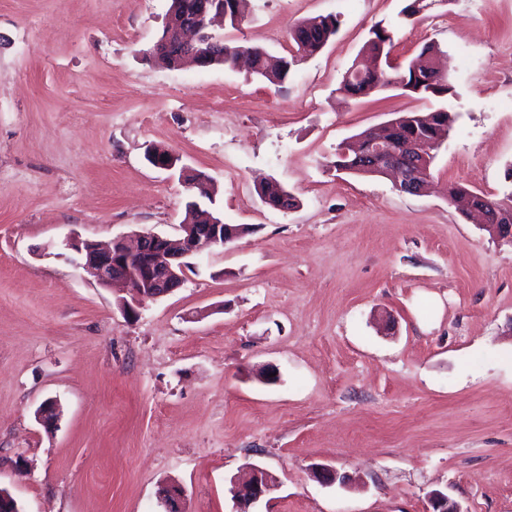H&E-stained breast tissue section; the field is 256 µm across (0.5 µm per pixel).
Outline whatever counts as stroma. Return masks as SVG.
Returning <instances> with one entry per match:
<instances>
[{"instance_id": "obj_1", "label": "stroma", "mask_w": 512, "mask_h": 512, "mask_svg": "<svg viewBox=\"0 0 512 512\" xmlns=\"http://www.w3.org/2000/svg\"><path fill=\"white\" fill-rule=\"evenodd\" d=\"M406 3L247 0L217 38L286 55L298 21H338L272 84L148 62L171 0H0V485L23 512H162L165 482L186 512H235L250 464L279 482L256 512H432L434 492L512 512V239L448 200L512 191V0L407 20ZM377 25L398 63L438 44L454 96L343 98ZM442 106L457 120L430 192L330 168L350 137ZM154 145L175 169L146 161ZM184 168L245 232L126 319L62 243L177 233ZM265 179L297 207L267 205Z\"/></svg>"}]
</instances>
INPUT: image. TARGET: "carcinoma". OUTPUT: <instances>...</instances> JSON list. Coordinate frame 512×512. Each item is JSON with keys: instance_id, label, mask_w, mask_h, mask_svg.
Masks as SVG:
<instances>
[{"instance_id": "1", "label": "carcinoma", "mask_w": 512, "mask_h": 512, "mask_svg": "<svg viewBox=\"0 0 512 512\" xmlns=\"http://www.w3.org/2000/svg\"><path fill=\"white\" fill-rule=\"evenodd\" d=\"M245 5L246 0H224V22L232 28L238 27L244 19ZM337 29L336 18L320 15L299 21L291 29L290 38L296 52L313 55L323 49L336 34ZM393 46L391 31L379 26L373 28L371 37L362 47L360 55L364 58L382 57L380 70L362 72L360 71L362 62L354 61L342 77L339 92L351 99L389 88L411 92L426 99H444L452 94V86L447 82L440 83V79L436 77V71L427 67L428 60L439 57L441 49L438 45L434 43L425 45L419 55L403 67H393L387 61ZM242 55L249 57L252 74L270 83L284 82L296 60L294 55L289 59L275 56L261 47H242L220 42L216 44V52L210 58V64L231 69L237 66L238 59ZM455 121L456 114L445 107L431 112L407 113L376 128L363 131L358 138L367 140L379 137L397 142L412 139L424 143L427 148V159L423 161L420 174L429 176L434 159L433 151L447 138ZM332 166L338 171L350 174H382L378 169L363 165L361 159L344 156L340 149L336 152V160L332 162ZM262 193L265 202L278 209L283 196L289 194V191L278 183H269L262 189ZM470 193L481 196L490 206L499 211L507 206L512 208V191L504 194L500 199H493L479 190L462 185L449 187V196L452 198Z\"/></svg>"}]
</instances>
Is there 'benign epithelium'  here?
<instances>
[{"instance_id": "benign-epithelium-1", "label": "benign epithelium", "mask_w": 512, "mask_h": 512, "mask_svg": "<svg viewBox=\"0 0 512 512\" xmlns=\"http://www.w3.org/2000/svg\"><path fill=\"white\" fill-rule=\"evenodd\" d=\"M219 0H195L193 9L179 15L171 25L177 32V38L169 37L159 41L154 53L175 58L184 64L192 62L198 66H208L204 44L208 41V27L216 18L224 17V7L217 5ZM346 147L358 155L368 157L374 167L387 171L395 185L403 179L418 176L417 172L404 173L396 163L401 150L414 156L426 158L425 146L411 142L400 146L384 138H375L367 142L346 144ZM177 158L165 149L151 151L150 162L159 169L169 170L175 167ZM470 214L478 216L481 227H491L504 234L512 235V224H487L484 209L479 206L480 199L465 196L457 199ZM180 234L175 238L147 232L139 235L135 242L129 243L123 238L101 246L77 235L63 242V249L69 253L68 259L82 269L86 277L102 287L115 283L123 284L129 291L132 301L121 304L123 314L135 316L144 302L166 297L182 287L188 259L213 246H225L241 235L242 227L226 224L210 213H201L191 223L179 225ZM277 487L276 478L266 469L252 464L248 477L238 482L235 490L237 512H249V507L261 501ZM157 497L164 512H185L184 493L171 484H163L157 491ZM435 512H462L459 506L448 501L440 492L429 496Z\"/></svg>"}]
</instances>
